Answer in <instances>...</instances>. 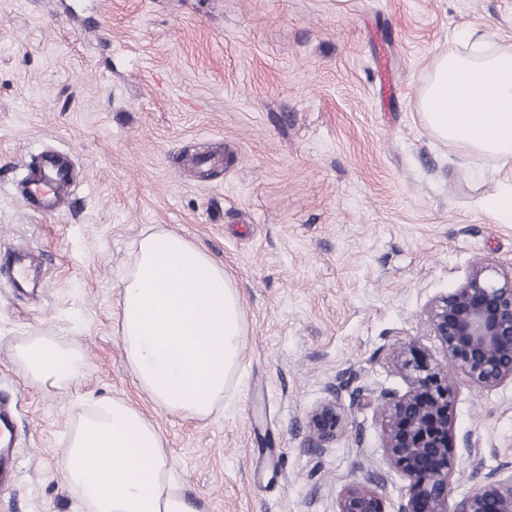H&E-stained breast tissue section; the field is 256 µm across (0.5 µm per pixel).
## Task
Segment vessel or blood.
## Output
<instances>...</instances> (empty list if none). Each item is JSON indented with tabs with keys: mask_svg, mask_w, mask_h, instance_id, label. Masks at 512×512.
Listing matches in <instances>:
<instances>
[{
	"mask_svg": "<svg viewBox=\"0 0 512 512\" xmlns=\"http://www.w3.org/2000/svg\"><path fill=\"white\" fill-rule=\"evenodd\" d=\"M74 182L70 161L57 153L40 154L22 182L21 196L26 206L39 211L55 210L63 192ZM10 270L14 286L25 290L36 287V264L25 252H11L0 258Z\"/></svg>",
	"mask_w": 512,
	"mask_h": 512,
	"instance_id": "b4317fda",
	"label": "vessel or blood"
}]
</instances>
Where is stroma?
<instances>
[{
  "mask_svg": "<svg viewBox=\"0 0 512 512\" xmlns=\"http://www.w3.org/2000/svg\"><path fill=\"white\" fill-rule=\"evenodd\" d=\"M475 30L512 50V0H0V251L39 254L31 293L0 276V401L17 475L0 512H89L59 459L82 404L126 400L161 432L172 485L199 512H337L364 482L395 509L407 482L360 390L405 391L390 353L446 364L424 311L474 263L512 265V223L485 209L504 173L421 121L434 59ZM74 168L67 204L30 211L42 151ZM205 249L244 301L243 357L204 419L156 407L124 361L118 284L141 234ZM33 336L84 355L52 387L13 356ZM338 393L324 448L308 414ZM452 496L472 461L512 462V383L459 381ZM345 409L336 393L321 402L307 417V441L312 448L324 446L336 439V434L345 428Z\"/></svg>",
  "mask_w": 512,
  "mask_h": 512,
  "instance_id": "35a3bbf8",
  "label": "stroma"
}]
</instances>
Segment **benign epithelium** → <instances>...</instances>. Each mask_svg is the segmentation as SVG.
Wrapping results in <instances>:
<instances>
[{
  "mask_svg": "<svg viewBox=\"0 0 512 512\" xmlns=\"http://www.w3.org/2000/svg\"><path fill=\"white\" fill-rule=\"evenodd\" d=\"M428 325L446 358L467 381L493 389L512 382V269L478 264L465 282L431 300ZM407 383L406 392L378 395L380 426L390 466L408 480L395 512H512V465L484 471L474 462L479 486L454 500L451 485L457 465L454 432L456 383L440 364L405 344L392 354ZM345 409L333 395L307 417V441L322 448L345 428ZM338 512H386L382 497L361 483L340 496Z\"/></svg>",
  "mask_w": 512,
  "mask_h": 512,
  "instance_id": "7a95c632",
  "label": "benign epithelium"
}]
</instances>
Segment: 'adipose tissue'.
<instances>
[{
	"label": "adipose tissue",
	"mask_w": 512,
	"mask_h": 512,
	"mask_svg": "<svg viewBox=\"0 0 512 512\" xmlns=\"http://www.w3.org/2000/svg\"><path fill=\"white\" fill-rule=\"evenodd\" d=\"M466 39L467 54L435 60L417 110L435 136L512 176V50L489 51L475 31ZM119 296L124 359L138 387L162 409L210 416L237 372L244 334L242 299L223 265L183 235L150 232ZM14 357L54 387L77 380L84 365L80 352L43 336L16 346ZM60 467L91 512H198L169 481L160 431L121 398L86 405Z\"/></svg>",
	"instance_id": "ef3b65f1"
}]
</instances>
